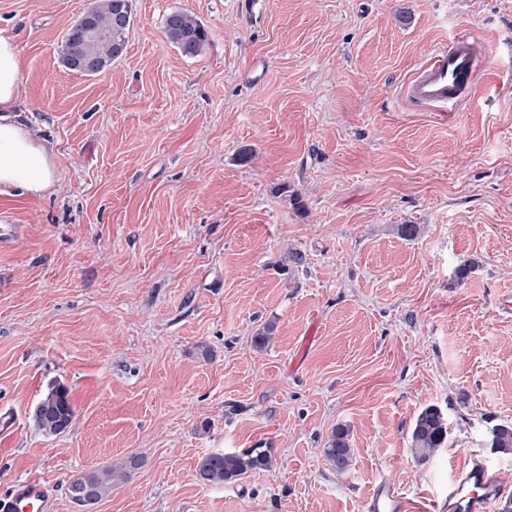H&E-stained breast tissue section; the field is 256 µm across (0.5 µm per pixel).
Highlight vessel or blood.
I'll use <instances>...</instances> for the list:
<instances>
[{"mask_svg": "<svg viewBox=\"0 0 512 512\" xmlns=\"http://www.w3.org/2000/svg\"><path fill=\"white\" fill-rule=\"evenodd\" d=\"M477 64L468 39L433 52L402 89L403 98L414 105L448 107L464 100L471 87ZM498 486L487 468L475 460L457 465L448 483L445 497L433 500L432 512H491ZM50 489L35 479L15 483L0 495V512H44ZM410 503L396 485L380 478L365 501V512H409Z\"/></svg>", "mask_w": 512, "mask_h": 512, "instance_id": "obj_1", "label": "vessel or blood"}]
</instances>
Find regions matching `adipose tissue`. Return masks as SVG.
I'll return each mask as SVG.
<instances>
[{"instance_id":"ef3b65f1","label":"adipose tissue","mask_w":512,"mask_h":512,"mask_svg":"<svg viewBox=\"0 0 512 512\" xmlns=\"http://www.w3.org/2000/svg\"><path fill=\"white\" fill-rule=\"evenodd\" d=\"M21 96L17 43L0 30V195L20 190L39 196L52 188L57 170L48 148L14 118Z\"/></svg>"}]
</instances>
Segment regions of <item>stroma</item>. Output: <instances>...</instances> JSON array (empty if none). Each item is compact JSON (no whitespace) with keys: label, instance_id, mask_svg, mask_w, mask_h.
I'll return each instance as SVG.
<instances>
[{"label":"stroma","instance_id":"obj_1","mask_svg":"<svg viewBox=\"0 0 512 512\" xmlns=\"http://www.w3.org/2000/svg\"><path fill=\"white\" fill-rule=\"evenodd\" d=\"M90 3L0 0L18 120L60 174L0 196L23 227L0 249V407L18 416L0 493L36 477L49 512H78L71 480L137 454L95 512H364L381 476L423 512L475 455L512 497L491 446L512 423V0H131L124 54L89 77L58 50ZM176 10L207 29L200 55L166 39ZM461 37L480 58L465 103L404 104ZM55 383L76 416L47 437L29 414ZM429 406L448 441L420 461ZM339 428L342 474L323 453ZM248 448L273 467L198 478ZM274 460L268 448H251L245 452L210 453L201 459L197 475L204 483L231 484L249 473L271 469Z\"/></svg>","mask_w":512,"mask_h":512}]
</instances>
